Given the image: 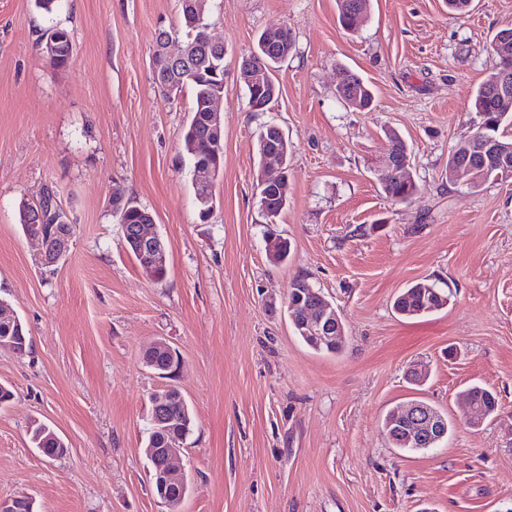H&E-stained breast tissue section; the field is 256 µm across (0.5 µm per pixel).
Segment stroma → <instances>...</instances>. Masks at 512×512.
Here are the masks:
<instances>
[{"label": "stroma", "mask_w": 512, "mask_h": 512, "mask_svg": "<svg viewBox=\"0 0 512 512\" xmlns=\"http://www.w3.org/2000/svg\"><path fill=\"white\" fill-rule=\"evenodd\" d=\"M223 41L224 170L199 223L182 130L191 90L166 100L151 81L156 29L180 24L178 0H0V299L29 332L0 349V500L34 512H162L144 454L149 397L164 385L142 362L167 340L194 428L181 464V512H512V181L449 184L448 154L479 121L472 99L495 67L490 42L512 27V0H370L355 31L337 0H205ZM61 25L74 54L57 71L38 43ZM295 50L276 74L273 110L252 111L237 67L268 27ZM373 87L359 112L334 97L339 66ZM288 135V207L266 224L254 199L256 139ZM395 129L418 191L394 205L376 174ZM52 187L76 226L57 266L19 223L22 203ZM154 217L168 247L162 283L147 280L112 214L113 194ZM374 225L364 236L355 227ZM287 239L273 262L266 230ZM309 275L338 310L341 354L314 352L285 312L290 280ZM451 304L418 318L392 303L425 278ZM426 366L419 388L405 380ZM480 383L499 398L477 428L460 396ZM422 399L453 424L446 444L392 448L386 413ZM65 442L50 458L27 427Z\"/></svg>", "instance_id": "obj_1"}]
</instances>
